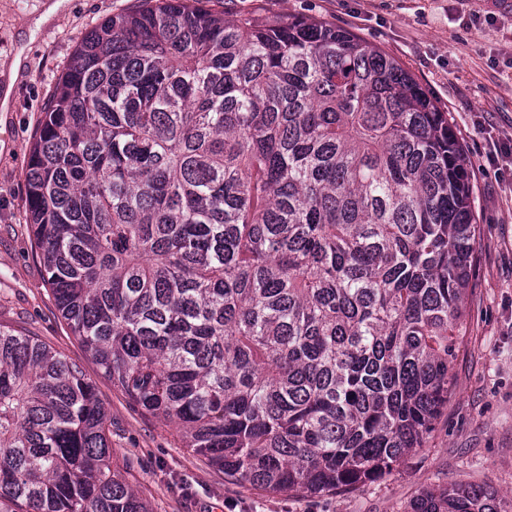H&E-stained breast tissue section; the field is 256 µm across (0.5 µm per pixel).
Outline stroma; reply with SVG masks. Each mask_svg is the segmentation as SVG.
<instances>
[{"instance_id":"35a3bbf8","label":"stroma","mask_w":512,"mask_h":512,"mask_svg":"<svg viewBox=\"0 0 512 512\" xmlns=\"http://www.w3.org/2000/svg\"><path fill=\"white\" fill-rule=\"evenodd\" d=\"M0 0V325L80 365L112 418V462L150 512H405L425 488L480 484L512 496V172L489 165L486 127L512 136V0H205L233 18H316L396 57L453 120L480 227L478 278L455 389L428 442L391 475L342 495L297 497L233 481L184 448L104 378L58 317L28 231L27 164L40 119L85 35L138 0Z\"/></svg>"}]
</instances>
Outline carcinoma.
Masks as SVG:
<instances>
[{
  "label": "carcinoma",
  "mask_w": 512,
  "mask_h": 512,
  "mask_svg": "<svg viewBox=\"0 0 512 512\" xmlns=\"http://www.w3.org/2000/svg\"><path fill=\"white\" fill-rule=\"evenodd\" d=\"M78 46L28 164L61 319L242 484L345 494L424 447L478 260L463 147L399 61L290 16L140 0ZM83 369L0 328V512H150ZM410 512H512L490 487Z\"/></svg>",
  "instance_id": "1"
}]
</instances>
